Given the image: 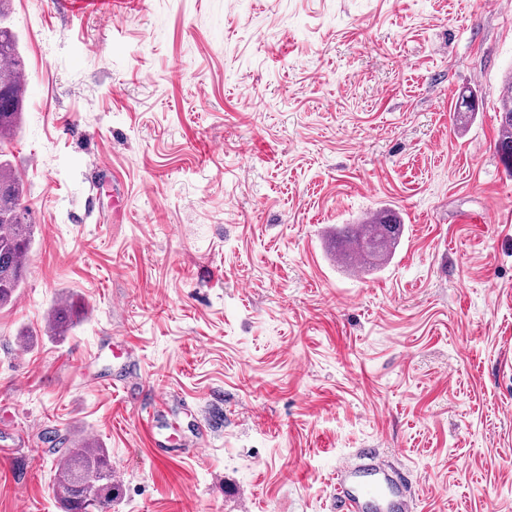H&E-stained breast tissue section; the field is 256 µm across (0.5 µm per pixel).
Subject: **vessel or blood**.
<instances>
[{
	"mask_svg": "<svg viewBox=\"0 0 512 512\" xmlns=\"http://www.w3.org/2000/svg\"><path fill=\"white\" fill-rule=\"evenodd\" d=\"M408 479L376 452L362 453L355 465L336 472L334 512H413L405 490Z\"/></svg>",
	"mask_w": 512,
	"mask_h": 512,
	"instance_id": "1",
	"label": "vessel or blood"
}]
</instances>
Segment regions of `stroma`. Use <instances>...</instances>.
I'll list each match as a JSON object with an SVG mask.
<instances>
[{
  "instance_id": "1",
  "label": "stroma",
  "mask_w": 512,
  "mask_h": 512,
  "mask_svg": "<svg viewBox=\"0 0 512 512\" xmlns=\"http://www.w3.org/2000/svg\"><path fill=\"white\" fill-rule=\"evenodd\" d=\"M112 2L0 19L29 76L0 153L33 224L0 308V512H60L54 434L108 448L112 512H331L364 448L416 512H512V12ZM379 208L405 237L353 269L336 227ZM67 295L81 319L50 337ZM496 112L499 117L496 152L505 168L512 173V71L505 75L500 86Z\"/></svg>"
}]
</instances>
